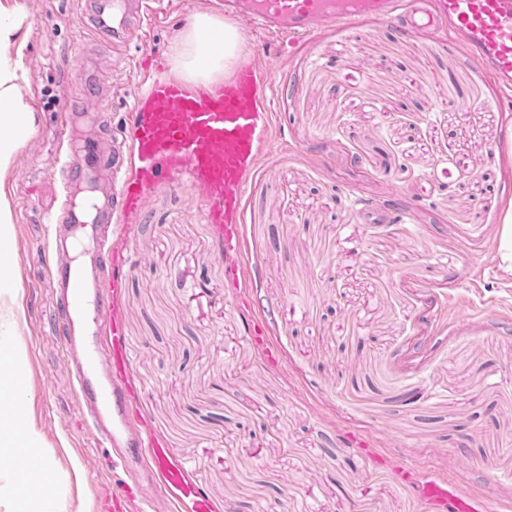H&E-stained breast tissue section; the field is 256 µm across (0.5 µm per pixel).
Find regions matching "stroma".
<instances>
[{"mask_svg": "<svg viewBox=\"0 0 512 512\" xmlns=\"http://www.w3.org/2000/svg\"><path fill=\"white\" fill-rule=\"evenodd\" d=\"M213 0H172L152 23L153 74L178 73L183 35ZM19 6L17 43L38 128L0 175L13 211L15 343L29 413L58 483L53 512H108L122 474L95 447L50 320L46 217L60 201L57 111L79 56L103 87L131 94L138 49L117 63L81 0ZM241 59L274 63L283 145L246 195L237 257L200 189L159 186L121 224V296L134 418L185 458L213 512H432L419 486L463 478L512 512V274L497 238L512 204V92L453 33H404L364 17L357 31L282 36L237 21ZM471 103L457 108L458 99ZM260 321L279 351L246 333Z\"/></svg>", "mask_w": 512, "mask_h": 512, "instance_id": "35a3bbf8", "label": "stroma"}]
</instances>
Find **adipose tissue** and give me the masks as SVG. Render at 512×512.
Masks as SVG:
<instances>
[{
    "label": "adipose tissue",
    "instance_id": "ef3b65f1",
    "mask_svg": "<svg viewBox=\"0 0 512 512\" xmlns=\"http://www.w3.org/2000/svg\"><path fill=\"white\" fill-rule=\"evenodd\" d=\"M25 20L21 9L0 6V173L10 168L18 150L35 132L36 115L18 92L19 84L26 79L24 61L14 49ZM203 30L222 39V52L205 56L199 37ZM239 48L240 34L236 27L200 15L186 34L182 65L189 72L209 74L222 70Z\"/></svg>",
    "mask_w": 512,
    "mask_h": 512
}]
</instances>
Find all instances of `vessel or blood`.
Here are the masks:
<instances>
[{
  "label": "vessel or blood",
  "instance_id": "obj_1",
  "mask_svg": "<svg viewBox=\"0 0 512 512\" xmlns=\"http://www.w3.org/2000/svg\"><path fill=\"white\" fill-rule=\"evenodd\" d=\"M225 16L245 15L289 44L311 35L317 24L357 28L363 14L409 30L447 24L463 38L500 87L512 90V0H219ZM96 30L125 52L144 41V27L157 13L154 0H91ZM274 79L253 62L240 63L222 86L189 83L177 76L149 77L146 93L134 94L111 150L82 141L76 160L60 177L65 195L54 222L58 255L52 270L62 337L78 406L94 439L109 448L112 464L127 478L112 494L113 512H209V499L189 468L170 448H160L129 425L130 390L126 339L118 295L127 272L108 243L111 225L137 218L147 192L188 180L204 196L209 223L219 225L225 249L242 236L248 186L263 155L275 145L272 126ZM93 70H84L59 114L72 137L86 118L88 102L101 98ZM11 426L23 431L28 418L18 392H0ZM20 494L50 495L37 483L39 465L26 457L5 460ZM162 484L167 495L149 497ZM421 494L435 512H490L485 499L466 493L460 480L430 479Z\"/></svg>",
  "mask_w": 512,
  "mask_h": 512
}]
</instances>
